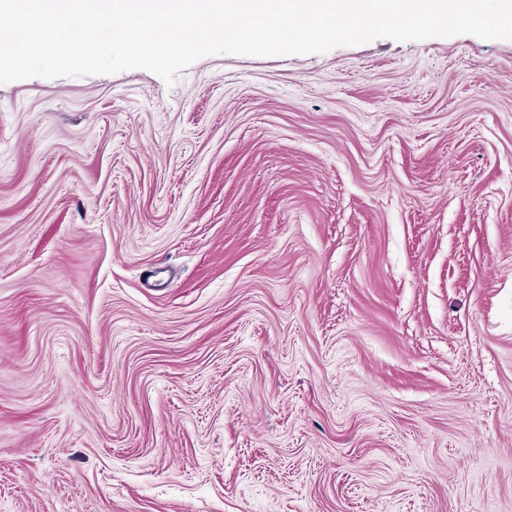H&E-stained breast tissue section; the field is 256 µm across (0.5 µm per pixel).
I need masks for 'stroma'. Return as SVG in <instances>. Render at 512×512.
Instances as JSON below:
<instances>
[{"instance_id":"35a3bbf8","label":"stroma","mask_w":512,"mask_h":512,"mask_svg":"<svg viewBox=\"0 0 512 512\" xmlns=\"http://www.w3.org/2000/svg\"><path fill=\"white\" fill-rule=\"evenodd\" d=\"M0 512H512V40L0 85Z\"/></svg>"}]
</instances>
